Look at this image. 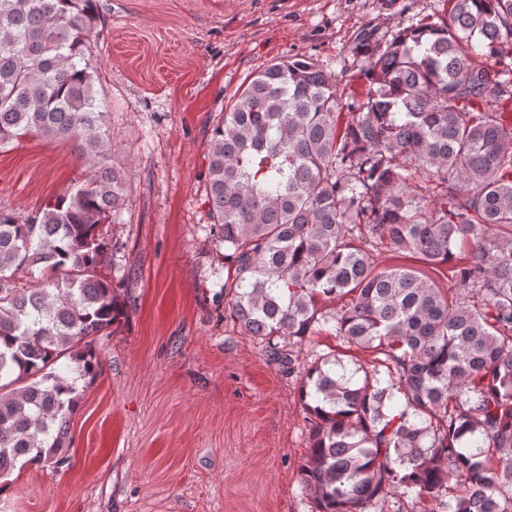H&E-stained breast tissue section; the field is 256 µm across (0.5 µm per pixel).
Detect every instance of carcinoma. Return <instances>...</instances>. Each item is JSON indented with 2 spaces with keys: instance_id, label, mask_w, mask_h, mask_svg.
<instances>
[{
  "instance_id": "carcinoma-1",
  "label": "carcinoma",
  "mask_w": 512,
  "mask_h": 512,
  "mask_svg": "<svg viewBox=\"0 0 512 512\" xmlns=\"http://www.w3.org/2000/svg\"><path fill=\"white\" fill-rule=\"evenodd\" d=\"M95 2L0 0V148L66 140L87 166L34 216L0 209V485L69 467L96 342L124 315L121 268L99 272L130 179L96 89ZM448 2L438 22L360 38L369 87L345 126L334 79L295 56L239 89L210 141L225 310L290 373L323 332L381 355L364 371L314 350L302 363L312 512H378L393 489L435 505L422 512H512V0ZM424 177L441 185L428 201L408 191ZM377 246L433 269L468 257L445 290L378 267Z\"/></svg>"
}]
</instances>
